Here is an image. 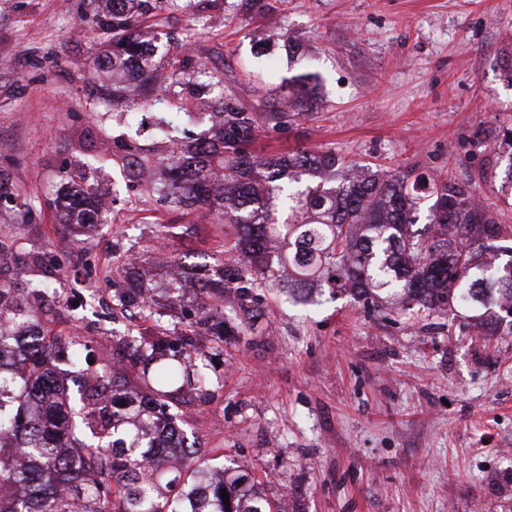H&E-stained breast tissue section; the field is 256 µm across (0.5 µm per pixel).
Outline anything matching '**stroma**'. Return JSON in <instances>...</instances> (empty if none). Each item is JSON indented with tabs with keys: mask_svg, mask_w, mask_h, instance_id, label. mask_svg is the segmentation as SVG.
Masks as SVG:
<instances>
[{
	"mask_svg": "<svg viewBox=\"0 0 512 512\" xmlns=\"http://www.w3.org/2000/svg\"><path fill=\"white\" fill-rule=\"evenodd\" d=\"M240 0H209L170 14L196 25L195 50L223 67L227 92L258 113L288 77H319L316 114L293 126L260 121L259 151L331 149L357 164L414 169L471 183L502 223L512 224L503 170L511 150L512 0H268L247 13ZM102 0H0V230L13 243L0 283L39 255L52 335L86 336L89 358L120 346L126 379L138 368L131 342L188 333L203 308L230 313L235 292L214 301L195 277L187 304L154 290V310L114 308L129 261L152 270L182 258L221 266L231 226L170 212L99 174L119 200L94 232L64 226L49 201L64 172L98 143L102 106L91 88ZM291 35L258 52L257 37ZM98 301L82 315L80 297ZM381 314L347 292L294 304L263 291L254 330L206 337L212 361L204 390L181 405L183 430L211 467L255 476L258 492L288 512H512V329L477 335L409 308L381 291Z\"/></svg>",
	"mask_w": 512,
	"mask_h": 512,
	"instance_id": "1",
	"label": "stroma"
}]
</instances>
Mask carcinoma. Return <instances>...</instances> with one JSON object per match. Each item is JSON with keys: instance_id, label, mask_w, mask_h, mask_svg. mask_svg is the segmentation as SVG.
Returning <instances> with one entry per match:
<instances>
[{"instance_id": "obj_1", "label": "carcinoma", "mask_w": 512, "mask_h": 512, "mask_svg": "<svg viewBox=\"0 0 512 512\" xmlns=\"http://www.w3.org/2000/svg\"><path fill=\"white\" fill-rule=\"evenodd\" d=\"M107 2L98 27L112 75H152L159 55L165 85L138 101L99 84L96 97L112 109L99 113L98 127L107 138L118 126L137 137L146 131L168 147L159 152L132 140L67 174L74 190L65 210L71 223H101L96 165L119 169L133 191L148 171L151 201L168 211L202 208L214 222L235 228L237 266L230 276L222 267L214 271L205 288L217 297L236 289L240 309L252 319L255 290L284 286L303 301L319 281L334 294L349 288L369 309L375 291L389 287L450 320L468 307L463 326L487 335L503 323L512 328V224L498 223L473 186L353 164L331 149L256 152L257 113L224 93V69L195 52L196 29L162 30L148 45L134 33L137 20L183 5ZM201 97L211 100L214 120L194 135L188 126ZM310 106L303 96L294 111L269 112L267 119L291 125ZM423 209L428 224L418 231ZM485 251L495 261L477 263L475 255ZM281 265L294 272L284 285L276 276ZM45 299L40 280L23 288L0 284V512H279L252 497L247 476L213 475L194 452L179 475L165 477L172 455L166 438L183 434L178 404L192 381L202 382L209 355L198 351L188 363L179 339L144 338L135 346L143 365L135 389L116 394L110 365L80 377L73 405L69 388L54 375L53 349L65 341L80 367L88 344L77 334H44ZM203 320L216 336L229 323L218 311Z\"/></svg>"}]
</instances>
